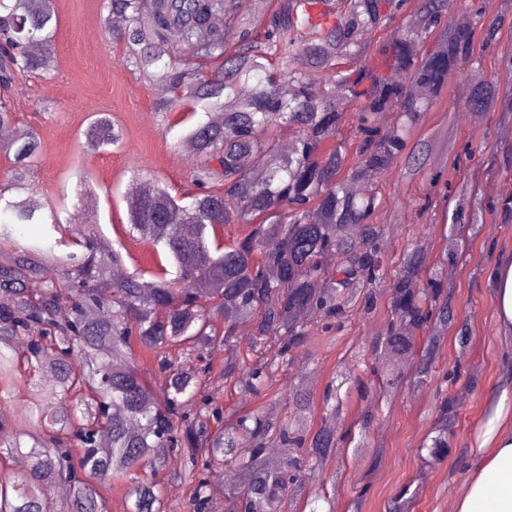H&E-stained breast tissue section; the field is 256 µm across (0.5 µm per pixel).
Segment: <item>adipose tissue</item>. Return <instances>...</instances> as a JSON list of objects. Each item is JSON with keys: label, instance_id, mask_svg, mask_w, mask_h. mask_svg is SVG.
Segmentation results:
<instances>
[{"label": "adipose tissue", "instance_id": "ef3b65f1", "mask_svg": "<svg viewBox=\"0 0 512 512\" xmlns=\"http://www.w3.org/2000/svg\"><path fill=\"white\" fill-rule=\"evenodd\" d=\"M489 279L504 332H512V256L501 257ZM506 380L497 389V401L486 419L483 440L466 463L467 479L456 499L455 512H512V435L503 422L512 412V351L502 358Z\"/></svg>", "mask_w": 512, "mask_h": 512}]
</instances>
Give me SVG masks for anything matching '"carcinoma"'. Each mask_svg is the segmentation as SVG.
<instances>
[{"instance_id":"obj_1","label":"carcinoma","mask_w":512,"mask_h":512,"mask_svg":"<svg viewBox=\"0 0 512 512\" xmlns=\"http://www.w3.org/2000/svg\"><path fill=\"white\" fill-rule=\"evenodd\" d=\"M329 1L337 4L334 22L310 23L303 6ZM273 2L255 20L242 0H104V26L123 19L113 37L127 60L170 89L155 111L204 110L185 135L195 147L190 202L154 179L126 198L128 236L161 249L176 278H166L162 265L149 279L114 281L119 249L105 253L95 231L66 226L57 214L43 224L44 205L25 184L39 134L22 130L0 148L13 164L11 184L0 189L4 209L17 224L44 225L28 245L8 249L13 228L0 224V395L24 378L28 387L21 410L0 408V460L27 462L25 472L0 478V512H105L108 478L126 487L128 512H210L209 476L220 465L230 478L228 512H296L306 470L346 441L336 430L334 387L311 434L304 426L311 402L300 386L288 388L296 425L258 411L212 430L224 410L211 406L206 391L210 355L230 351L225 383L258 394L311 330L327 333L373 308L386 267L384 226L373 223L382 176L399 163L412 180L431 166L433 140L412 143V132L470 62L475 25L488 43L498 24L481 22L475 9L474 26L450 25L453 0H421L401 20L402 0ZM393 25L380 50L384 65L355 62L374 31ZM57 28L52 0H0V127L16 125L20 79L53 70ZM262 72L243 97L241 86ZM461 88L448 109L485 112L501 103L495 81L469 78ZM351 107L350 164L337 135ZM390 113L396 124L385 128L379 117ZM287 131L295 136L285 154ZM85 136L95 149L122 139L106 113ZM9 190L21 196L4 198ZM485 210L462 194L451 223L477 224ZM232 223L253 229L226 244L224 225ZM41 277L44 287L31 293L29 282ZM388 287L390 315L377 343L389 366L375 371L382 394L402 384L400 365L409 359L413 383H423L454 321L448 277L425 268L420 237L407 244ZM242 322L253 325L245 343L237 335ZM21 340L26 349L14 351ZM135 343L160 379L143 375L131 356ZM243 344L259 358L244 377L237 366ZM458 415L454 400L440 403L435 436L422 444L429 457L448 452ZM104 432L107 447L99 441ZM275 445L286 453L274 472L266 451ZM172 455L182 457L189 490L182 506L166 503L163 473ZM48 483L59 500L43 496Z\"/></svg>"}]
</instances>
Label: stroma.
Instances as JSON below:
<instances>
[{
	"label": "stroma",
	"instance_id": "35a3bbf8",
	"mask_svg": "<svg viewBox=\"0 0 512 512\" xmlns=\"http://www.w3.org/2000/svg\"><path fill=\"white\" fill-rule=\"evenodd\" d=\"M477 2L485 22L500 25L494 44L475 43L472 71L490 77L512 54V0ZM54 5L59 19L54 70L47 79L21 80L14 101L19 126L36 128L41 139L38 162L27 180L42 201L65 199L69 223L92 226L105 244H123L125 272L151 275L158 270L159 257L149 243L127 239L125 200L130 185L142 177L157 179L178 195L192 192L193 160L182 154V115L171 113L174 127L164 129L154 110L162 99L159 84L127 64L122 44L112 41L102 23L103 0H54ZM99 113L109 114L122 128L119 147L87 149L84 132ZM509 126L512 112H486L475 121L435 105L423 114L414 136L434 139L435 168L444 172L447 185L426 175L407 180L399 167L383 180V199L373 221L385 227V255L393 269L416 233L423 238L428 263L444 261L446 237L452 232L451 225L441 222L444 191L455 192L466 184L498 204L483 223L466 232V244L451 265L454 275L448 284L456 323L449 327L424 383L404 385L393 399L379 396L374 385L369 370L384 361L374 344L389 314L384 291L371 313L332 333L307 337L299 356L264 395L227 388L224 356L214 357L207 384L221 407L241 413L272 410L290 422L294 412L284 391L303 384L315 404L310 417L314 426L323 413L325 387L339 369L347 365L360 374L362 386L343 395L338 427L343 434L359 432L364 415H372L367 445L338 449L312 475L308 489L322 495L319 512L331 507L336 512H389L394 492L403 486L412 493L405 512H454L467 478L464 461L477 447L495 404L492 388L500 375L501 355L512 347V335L499 325L489 281L495 260L512 255V138L502 135ZM467 144L473 149L469 156L461 153ZM88 187L94 196L86 201L82 193ZM462 329L467 332L463 338L458 335ZM462 390L468 396L459 404L447 456L420 457L418 449L436 424L441 396L453 398Z\"/></svg>",
	"mask_w": 512,
	"mask_h": 512
}]
</instances>
